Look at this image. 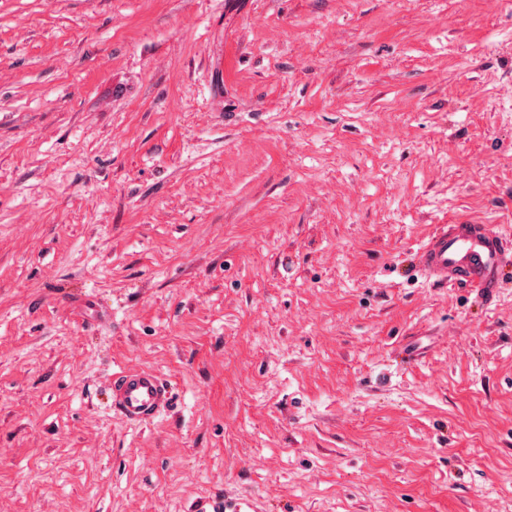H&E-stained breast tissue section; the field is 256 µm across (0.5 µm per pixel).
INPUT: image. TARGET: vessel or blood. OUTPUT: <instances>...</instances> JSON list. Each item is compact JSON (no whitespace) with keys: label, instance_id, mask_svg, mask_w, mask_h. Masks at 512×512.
I'll return each instance as SVG.
<instances>
[{"label":"vessel or blood","instance_id":"vessel-or-blood-1","mask_svg":"<svg viewBox=\"0 0 512 512\" xmlns=\"http://www.w3.org/2000/svg\"><path fill=\"white\" fill-rule=\"evenodd\" d=\"M418 266L428 279L471 289L476 298L492 304L500 279L512 263V235L489 224H446L422 245ZM112 408L126 421L144 423L172 405L170 384L152 371L117 373L109 390ZM189 512H253L245 496L212 497L193 502Z\"/></svg>","mask_w":512,"mask_h":512}]
</instances>
